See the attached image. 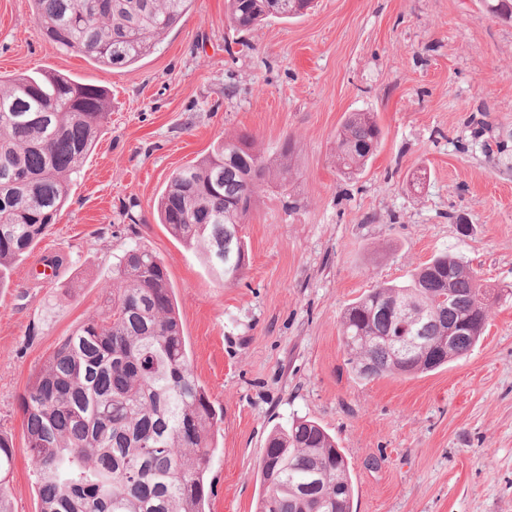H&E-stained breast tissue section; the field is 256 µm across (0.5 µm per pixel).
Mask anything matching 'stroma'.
<instances>
[{
	"instance_id": "stroma-1",
	"label": "stroma",
	"mask_w": 512,
	"mask_h": 512,
	"mask_svg": "<svg viewBox=\"0 0 512 512\" xmlns=\"http://www.w3.org/2000/svg\"><path fill=\"white\" fill-rule=\"evenodd\" d=\"M44 70L107 88L111 106L67 204L0 288L14 512H39L20 398L57 342L100 312L134 244L166 265L222 415L208 512H256L266 440L296 416L335 437L356 512H512V295L467 357L421 376L356 379L339 332L346 304L441 252L512 284V22L481 0H314L242 31L224 0H193L152 53L112 69L46 40L30 0H0V75ZM349 112L375 113L383 133L352 178L336 168ZM240 131L298 150L290 181L243 224L249 261L225 287L160 224L157 202L173 172ZM49 251L68 262L40 288L32 273Z\"/></svg>"
}]
</instances>
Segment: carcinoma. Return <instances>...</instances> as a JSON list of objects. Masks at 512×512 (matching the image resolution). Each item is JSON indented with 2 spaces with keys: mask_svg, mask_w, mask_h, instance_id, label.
<instances>
[{
  "mask_svg": "<svg viewBox=\"0 0 512 512\" xmlns=\"http://www.w3.org/2000/svg\"><path fill=\"white\" fill-rule=\"evenodd\" d=\"M49 41L110 68L131 66L173 30L193 0H32ZM274 0H224L248 29ZM512 21V0H484ZM106 92L59 72L0 78V271L29 255L55 223L102 132ZM382 135L372 112H350L336 166L361 173ZM295 141L269 153L249 133L218 140L177 169L159 199L161 223L235 285L247 265L240 224L262 188L289 179ZM102 311L63 337L20 400L39 512H206L207 473L222 421L192 362L167 267L136 246L115 264ZM492 289L461 258L440 253L406 282L382 281L346 305L340 335L355 376H414L468 355L483 334ZM462 324L468 329L449 337ZM403 336L422 346L405 354ZM14 446L0 434V512H12ZM258 512H353L350 466L316 421L296 417L268 437Z\"/></svg>",
  "mask_w": 512,
  "mask_h": 512,
  "instance_id": "carcinoma-1",
  "label": "carcinoma"
}]
</instances>
